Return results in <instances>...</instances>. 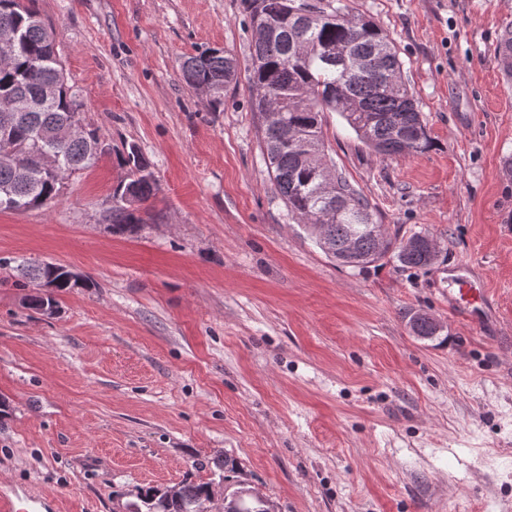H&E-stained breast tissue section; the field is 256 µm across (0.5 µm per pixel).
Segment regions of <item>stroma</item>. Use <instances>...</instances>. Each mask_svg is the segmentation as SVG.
Here are the masks:
<instances>
[{
	"label": "stroma",
	"mask_w": 512,
	"mask_h": 512,
	"mask_svg": "<svg viewBox=\"0 0 512 512\" xmlns=\"http://www.w3.org/2000/svg\"><path fill=\"white\" fill-rule=\"evenodd\" d=\"M396 46L431 147L368 148L336 112L328 156L391 236L436 264L340 267L288 214L251 108L243 0H36L83 123L108 151L51 204L0 211V496L27 512H130L144 486L216 481L218 457L276 512H512V78L495 58L512 0H343ZM208 48L224 103L179 65ZM136 145L152 220L107 215ZM92 287L41 315L21 261ZM484 281L478 323L448 308ZM422 311L436 342L408 328ZM184 82L192 89L206 86L215 105L224 102V91L237 77V59L222 49H209L186 57L181 65Z\"/></svg>",
	"instance_id": "stroma-1"
}]
</instances>
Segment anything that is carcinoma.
I'll list each match as a JSON object with an SVG mask.
<instances>
[{"label": "carcinoma", "mask_w": 512, "mask_h": 512, "mask_svg": "<svg viewBox=\"0 0 512 512\" xmlns=\"http://www.w3.org/2000/svg\"><path fill=\"white\" fill-rule=\"evenodd\" d=\"M317 12L296 22L291 12L301 11L308 0H245L251 23L271 28L257 37L250 58V84L254 110L266 112L260 93L278 101L286 127L301 134L305 146L294 148L288 137L263 129V154L268 173L283 198L288 214L305 223L315 244L344 267L364 271L391 254L404 266L425 268L438 261V253L423 245L412 250L393 247L377 233V220L368 201L343 175L334 172L328 194L320 158L325 156L322 115L341 114L356 136L380 153L410 155L424 152L432 141L415 99L403 79V65L387 36L372 22L349 16L342 0H318ZM16 32L17 44L9 60L0 64V193H12L0 210L25 211L43 207L59 197L63 180L90 166L105 152L100 136L89 129L83 136L45 141L36 131L63 130L81 117L83 99L67 83L56 38L50 36L33 6L20 0H0V30ZM502 69L512 76V29L497 46ZM181 74L187 86H205L211 101L224 102V91L237 77V59L222 49H209L186 57ZM38 100L32 112L16 114L6 103L14 98ZM51 154L57 169L28 177L18 164L37 165ZM125 175L112 195L109 227L114 234L137 233L146 220L142 206L155 195L156 183L149 162L130 145L119 158ZM23 278L36 285L49 282L61 295L76 287L69 270L55 263L22 266ZM434 318L421 313L414 336L435 338ZM209 481L185 480L178 492L164 500L160 490L140 491L138 512H201ZM238 512H266V501L244 481L228 491Z\"/></svg>", "instance_id": "carcinoma-1"}]
</instances>
